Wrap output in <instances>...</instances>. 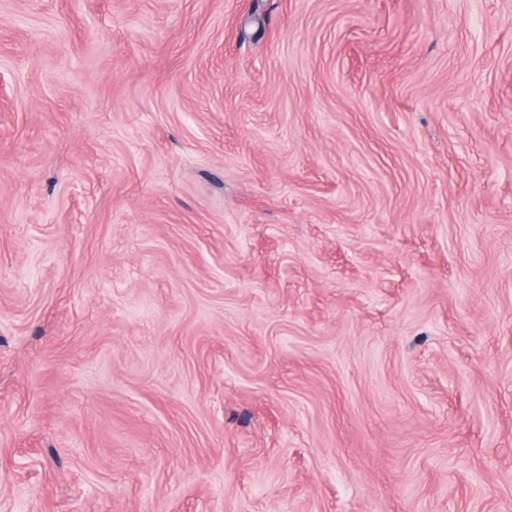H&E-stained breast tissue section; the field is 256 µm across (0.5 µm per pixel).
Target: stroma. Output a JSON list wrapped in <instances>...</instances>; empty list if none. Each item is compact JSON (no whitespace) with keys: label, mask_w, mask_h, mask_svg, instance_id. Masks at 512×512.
<instances>
[{"label":"stroma","mask_w":512,"mask_h":512,"mask_svg":"<svg viewBox=\"0 0 512 512\" xmlns=\"http://www.w3.org/2000/svg\"><path fill=\"white\" fill-rule=\"evenodd\" d=\"M0 512H512V0H0Z\"/></svg>","instance_id":"1"}]
</instances>
